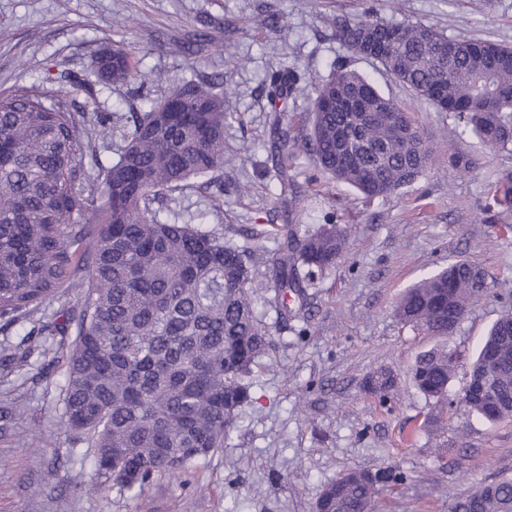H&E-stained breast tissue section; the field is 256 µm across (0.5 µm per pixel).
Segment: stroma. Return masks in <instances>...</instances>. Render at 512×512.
<instances>
[{
  "label": "stroma",
  "instance_id": "obj_1",
  "mask_svg": "<svg viewBox=\"0 0 512 512\" xmlns=\"http://www.w3.org/2000/svg\"><path fill=\"white\" fill-rule=\"evenodd\" d=\"M267 5L287 20L272 31L254 23ZM431 24L445 34L512 45V0H0V93L43 84L46 73H69L83 86L53 84L76 112L127 117L129 87L98 81L92 56L122 41L151 79L154 97L216 73L231 93L233 117L224 133V210L213 215L208 189L165 197L166 222H205L225 242L250 245L245 231L288 225L297 234L327 221L344 225L347 251L307 299L287 298L281 321L260 307L273 343L249 376L251 400L240 411L228 445L197 463L191 484L162 477L142 492L116 486L88 490L91 450L74 443L61 416L65 364L46 342L43 371L0 374V406L18 407L0 426V512H315L323 489L350 469H392L396 482L373 512H452L479 484L512 476V418L484 421L462 402L466 369L490 326L512 311V222L485 223L500 172L512 154L467 135L451 137L455 121L396 82L373 60L352 54L330 21L360 18ZM126 20L117 29L116 20ZM204 32L205 45L194 44ZM193 43L192 52L181 51ZM303 74L287 100L299 146L285 161L269 150L271 110L266 79L279 62ZM366 76L385 96L412 112L434 150L431 167L387 198L369 199L329 179L300 143L310 129L317 79L335 67ZM452 153L471 157L461 171ZM288 171L287 184L276 178ZM460 259L498 281L474 300L450 337L402 325L395 306L404 289ZM456 348L460 362L448 402L434 406L415 387L418 354ZM390 371L387 399L368 394L371 374Z\"/></svg>",
  "mask_w": 512,
  "mask_h": 512
}]
</instances>
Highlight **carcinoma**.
<instances>
[{
  "mask_svg": "<svg viewBox=\"0 0 512 512\" xmlns=\"http://www.w3.org/2000/svg\"><path fill=\"white\" fill-rule=\"evenodd\" d=\"M336 39L352 54L367 41L398 33L375 58L396 81L446 112L488 147L512 153V45L456 39L432 25L334 19ZM99 81L130 85L141 108L116 126L102 112L45 104L46 91L0 96V328L7 330L56 301L66 288L82 301L45 312L0 360L22 370L40 356L43 339L63 351L66 382L61 418L75 442L93 449L92 486L141 491L158 477L181 478L226 447L250 397L245 379L271 345L256 306L259 275L273 281L267 304L287 309L345 255L338 224L298 236L283 226V246L224 243L208 224H168L156 204L167 193L224 167L228 112L221 76L177 86L151 98L149 80L124 43L96 54ZM288 65L268 74L272 103L298 90ZM360 93L363 112L342 98ZM272 147L293 148L288 115L274 110ZM119 138L118 158L99 162L96 142ZM309 150L321 169L369 198H386L413 183L433 149L411 113L362 74L338 68L319 82L311 105ZM512 209V170L497 181ZM495 277L458 260L405 290L401 324L429 336H451L471 302ZM459 356L450 348L420 355L413 381L426 399H448ZM475 395L462 400L490 423L512 417V312L490 329L467 369ZM392 376H371L368 392L386 399ZM394 479L389 470H351L323 490L320 512H371ZM453 512H512V478L485 484Z\"/></svg>",
  "mask_w": 512,
  "mask_h": 512,
  "instance_id": "cac0c4a2",
  "label": "carcinoma"
}]
</instances>
